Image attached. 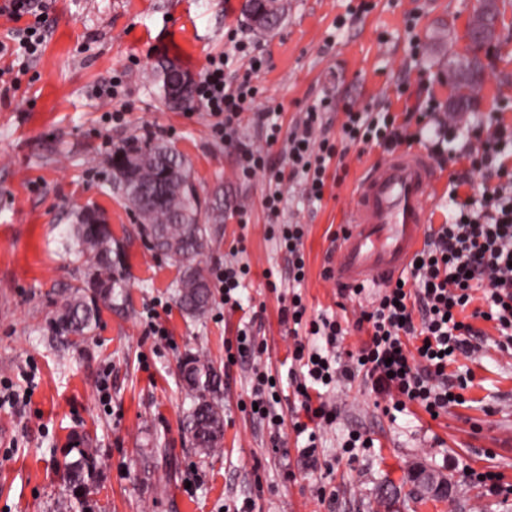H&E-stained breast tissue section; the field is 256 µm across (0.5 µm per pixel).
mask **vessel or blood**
I'll return each instance as SVG.
<instances>
[{"label": "vessel or blood", "instance_id": "b4317fda", "mask_svg": "<svg viewBox=\"0 0 512 512\" xmlns=\"http://www.w3.org/2000/svg\"><path fill=\"white\" fill-rule=\"evenodd\" d=\"M437 180L421 148L393 152L366 172L336 242L331 270L342 287L368 302L402 276L423 242Z\"/></svg>", "mask_w": 512, "mask_h": 512}]
</instances>
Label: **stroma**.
<instances>
[{
  "label": "stroma",
  "instance_id": "1",
  "mask_svg": "<svg viewBox=\"0 0 512 512\" xmlns=\"http://www.w3.org/2000/svg\"><path fill=\"white\" fill-rule=\"evenodd\" d=\"M285 2L282 25L262 32L247 23L244 0H41V54L25 62L0 57V75L18 82L0 94V385L16 397L0 405V512H58L67 491L56 462L79 441L96 450L89 512H237L246 502L249 512H387L381 492L390 484L398 512H512V500L488 495L465 474L491 469L512 484V354L500 351L492 322L481 319L473 322L484 334L479 349L450 367L468 380L463 404L436 419L411 405L392 420L369 386L339 384L326 396L336 421L322 433L319 463L305 466L307 438L293 429L301 365L279 323L288 290L268 288L265 278L287 271L266 235L268 182L242 179L233 150L213 138L208 112L171 110L154 76L157 63L171 59L199 77L209 57L228 51L231 30L266 49L260 72L249 73L244 56L231 69L260 90L241 138L279 164L284 143L266 145L252 122L267 100L280 105L277 121L287 129L307 107L331 99L324 123L333 140L348 103L388 109L400 121L419 120L433 99L447 106L454 89L443 62L470 53L467 25L479 0ZM504 2L498 37L480 53L484 81L473 110L435 161L437 225L451 217L450 190L467 193L455 182L469 168L458 153L472 128L493 120L512 127V0ZM111 83L118 94L106 103L96 91ZM146 136L186 158L201 206L223 190L229 212L201 260L210 269L234 255L249 265L240 310L225 309L216 291L204 315L186 316L173 288L179 265L148 249L110 190L113 151ZM386 156L374 145L350 148L341 180L328 181L318 202L298 184L282 188L286 221L307 230L300 293L308 316L352 324L360 315L363 300L341 298L323 272L356 182ZM87 208L102 210L111 224L127 288L79 340L55 335L50 322L87 273L62 244ZM248 321L257 347L249 359L228 363L225 347ZM154 322L167 339L149 334ZM195 353L212 360L222 379L224 441L206 456L181 427L193 403L181 365ZM256 365L277 380L284 418L277 447L267 424L242 409ZM354 429L373 445L350 459L341 443ZM422 469L450 479L449 499H409V477Z\"/></svg>",
  "mask_w": 512,
  "mask_h": 512
}]
</instances>
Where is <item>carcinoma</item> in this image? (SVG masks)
Instances as JSON below:
<instances>
[{
	"mask_svg": "<svg viewBox=\"0 0 512 512\" xmlns=\"http://www.w3.org/2000/svg\"><path fill=\"white\" fill-rule=\"evenodd\" d=\"M464 61L467 66L462 71L461 60L448 58V76L460 87L472 90L479 85L484 66L476 56ZM182 73V67L170 60L156 67V77L163 90L169 79ZM110 166L112 188L135 209L140 233L150 250L180 265L175 293L181 308L191 317L204 314L211 301V290L197 257L224 223V194L217 195L210 210L201 215L186 160L171 146L151 139L135 140L116 151ZM72 237L77 257L88 264L89 273L64 305L52 328L59 336L82 337L97 322L96 304L87 301L85 292L89 290L93 297L110 303L122 297L126 283L116 273L112 230L99 210L81 211ZM183 379L195 392V404L183 419L182 428L190 434L195 446L208 454L221 447L224 439L223 412L214 396L219 375L211 362L193 356L184 365ZM93 468L92 449L79 443L57 461V470L72 496L59 504L61 512H72L73 501L85 500L92 493Z\"/></svg>",
	"mask_w": 512,
	"mask_h": 512,
	"instance_id": "carcinoma-1",
	"label": "carcinoma"
}]
</instances>
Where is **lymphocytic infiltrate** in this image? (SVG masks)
<instances>
[{"label":"lymphocytic infiltrate","mask_w":512,"mask_h":512,"mask_svg":"<svg viewBox=\"0 0 512 512\" xmlns=\"http://www.w3.org/2000/svg\"><path fill=\"white\" fill-rule=\"evenodd\" d=\"M6 11L19 19L32 16L22 29L16 46L5 48L23 58L37 56L44 42L40 21L35 20L34 0H8ZM223 60H210L196 84V92L213 117L214 137L234 148L243 178L263 175L274 183V190L263 198L267 213L268 238L274 239L288 257V285L294 294L279 309L285 332L294 339L293 357L303 362L307 372L297 381L295 393L304 413L295 421L298 433L307 434V456H314L318 428L331 425L336 411L326 402H314L315 387H336L355 379L370 385L381 397L384 413L401 412L418 404L427 413L442 414L451 405L461 404L458 387L464 381L449 375L448 368L459 357L475 351L477 331L462 320L465 309L474 317L493 321L502 347L512 346V175L504 164L494 161L500 139L507 128L496 126L476 131V145L467 147L464 157L472 170L481 172L482 180L471 183L472 197L455 201L450 222L429 227L423 249L399 285L382 291L370 306L363 309L356 328L367 331L368 339L358 351L344 350L341 340L348 329L335 318H307V308L296 289L306 276L304 259L305 229L300 224L280 223L284 195L283 182H303L307 196L321 200L327 185V170L334 159L343 158L344 148L374 144L391 150L404 143H424L433 157L441 150L453 124L438 113H431L435 133L423 136L409 132L407 125L396 124L393 117L375 119L367 113L347 109L340 141L322 136L323 111L314 107L303 113L289 131L271 122L267 113H255L263 128L267 144L286 138V162L270 165L267 154L238 137L241 115L249 110L259 94L249 80L228 82ZM498 184H491V177ZM483 298L487 310L473 309L476 298ZM252 400L257 403V419L271 426L272 440H279L282 418L273 412L276 392L267 371L254 369Z\"/></svg>","instance_id":"f902f5d3"}]
</instances>
